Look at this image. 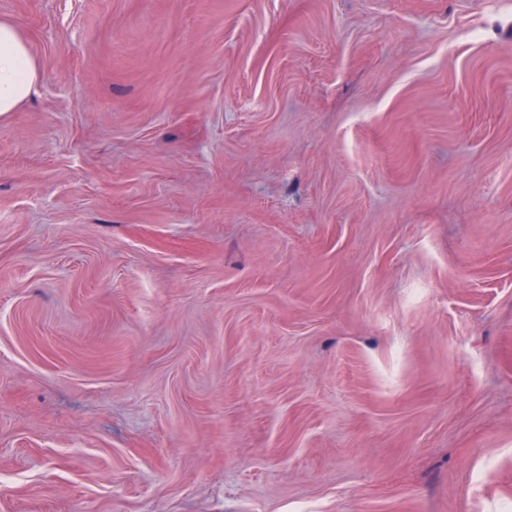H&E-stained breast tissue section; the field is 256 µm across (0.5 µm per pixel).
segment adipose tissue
Masks as SVG:
<instances>
[{
  "mask_svg": "<svg viewBox=\"0 0 512 512\" xmlns=\"http://www.w3.org/2000/svg\"><path fill=\"white\" fill-rule=\"evenodd\" d=\"M39 81L25 32L15 23L0 21V116L29 99Z\"/></svg>",
  "mask_w": 512,
  "mask_h": 512,
  "instance_id": "obj_1",
  "label": "adipose tissue"
}]
</instances>
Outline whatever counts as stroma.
<instances>
[{"mask_svg":"<svg viewBox=\"0 0 512 512\" xmlns=\"http://www.w3.org/2000/svg\"><path fill=\"white\" fill-rule=\"evenodd\" d=\"M0 20V512H512V0ZM38 81V65L25 32L13 22L0 21V116L29 99Z\"/></svg>","mask_w":512,"mask_h":512,"instance_id":"obj_1","label":"stroma"}]
</instances>
